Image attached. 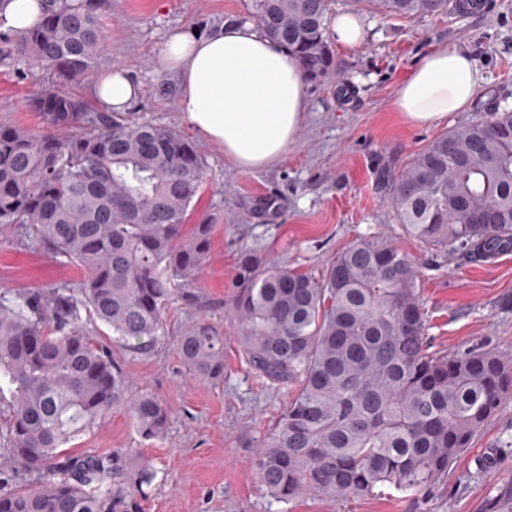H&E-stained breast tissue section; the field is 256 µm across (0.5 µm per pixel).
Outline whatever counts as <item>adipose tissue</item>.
Here are the masks:
<instances>
[{
	"label": "adipose tissue",
	"instance_id": "1",
	"mask_svg": "<svg viewBox=\"0 0 512 512\" xmlns=\"http://www.w3.org/2000/svg\"><path fill=\"white\" fill-rule=\"evenodd\" d=\"M47 0H0V31L21 34L41 20ZM161 68L176 78L189 124L217 144L239 171L279 162L295 142L305 108L306 76L284 45L247 23L227 22L206 33L169 31ZM484 82L471 55L437 45L419 56L400 84L395 105L419 125L464 111ZM140 85L121 67L101 77L100 103L128 111Z\"/></svg>",
	"mask_w": 512,
	"mask_h": 512
}]
</instances>
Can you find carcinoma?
Masks as SVG:
<instances>
[{
	"instance_id": "1",
	"label": "carcinoma",
	"mask_w": 512,
	"mask_h": 512,
	"mask_svg": "<svg viewBox=\"0 0 512 512\" xmlns=\"http://www.w3.org/2000/svg\"><path fill=\"white\" fill-rule=\"evenodd\" d=\"M385 18L481 8V0H361ZM332 0H254L246 20L287 46L309 78L326 75ZM105 49L91 0H51L14 52L61 82L93 76ZM46 132L0 124V227L80 267L84 278L0 292V512H131L149 471L135 448L74 456L62 447L123 406L145 440L167 406L134 394L83 314L133 351L168 333L165 309L193 303L213 225L184 223L204 165L181 133L128 112H89L68 92L36 95ZM407 234L489 257L512 250V107L458 125L387 178ZM490 211L497 220L478 224ZM417 270L364 236L315 278L259 256L240 259L232 312L251 369L294 396L262 446L257 474L279 502L334 501L385 489L430 495L512 390V370L483 347L432 354ZM177 350L202 380L224 377V336L205 319Z\"/></svg>"
}]
</instances>
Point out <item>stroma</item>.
Here are the masks:
<instances>
[{"label":"stroma","instance_id":"stroma-1","mask_svg":"<svg viewBox=\"0 0 512 512\" xmlns=\"http://www.w3.org/2000/svg\"><path fill=\"white\" fill-rule=\"evenodd\" d=\"M485 3L463 17L389 19L357 0H336L335 10L364 18L365 41L354 48L332 46L334 70L307 80L300 129L285 158L243 173L185 119L176 81L161 70L159 58L170 29L221 26L247 16L252 0H96L106 50L95 76L68 83V91L89 111H101L95 95L100 75L125 68L141 86L133 116L179 131L199 152L205 180L187 222L214 227L195 304L175 302L166 309L170 336L136 352L113 341L99 322L86 324L123 365L133 390L154 395L170 411L160 439L142 440L124 407L116 406L67 446L75 455L139 449L152 473L143 486V512H512V394L427 498L395 491L334 501L309 494L288 503L272 500L258 480L255 459L293 391L252 372L238 343L241 326L231 314L242 254L318 277L336 254L372 236L415 262L431 352L484 345L512 361V310L502 305L512 296V251L477 261L422 243L387 207L382 179L451 128L488 119L495 102L512 104V0ZM14 40L0 32V123L39 134L43 121L30 100L57 80L15 55ZM444 43L469 52L485 81L467 110L432 125L415 124L396 110V89L417 55ZM80 277L77 266L11 232L0 233V291L41 290ZM197 318L224 334L222 379L194 377L177 351L176 332Z\"/></svg>","mask_w":512,"mask_h":512}]
</instances>
